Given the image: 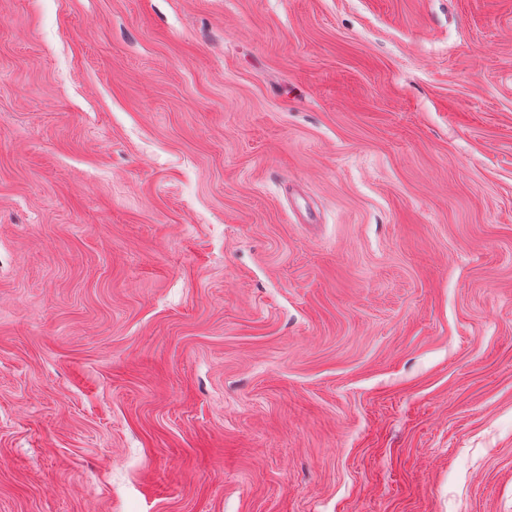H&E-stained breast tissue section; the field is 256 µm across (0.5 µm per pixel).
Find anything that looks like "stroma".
Returning a JSON list of instances; mask_svg holds the SVG:
<instances>
[{"instance_id": "obj_1", "label": "stroma", "mask_w": 512, "mask_h": 512, "mask_svg": "<svg viewBox=\"0 0 512 512\" xmlns=\"http://www.w3.org/2000/svg\"><path fill=\"white\" fill-rule=\"evenodd\" d=\"M0 512H512V0H0Z\"/></svg>"}]
</instances>
